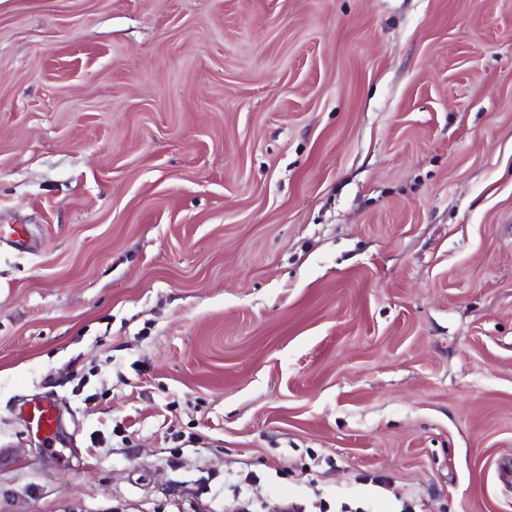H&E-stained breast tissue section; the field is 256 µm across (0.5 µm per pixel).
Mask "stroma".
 <instances>
[{
  "label": "stroma",
  "mask_w": 512,
  "mask_h": 512,
  "mask_svg": "<svg viewBox=\"0 0 512 512\" xmlns=\"http://www.w3.org/2000/svg\"><path fill=\"white\" fill-rule=\"evenodd\" d=\"M13 223L0 512H512V0H0ZM26 409V431L34 429L47 442L53 440L58 429L57 405L52 398H41Z\"/></svg>",
  "instance_id": "35a3bbf8"
}]
</instances>
